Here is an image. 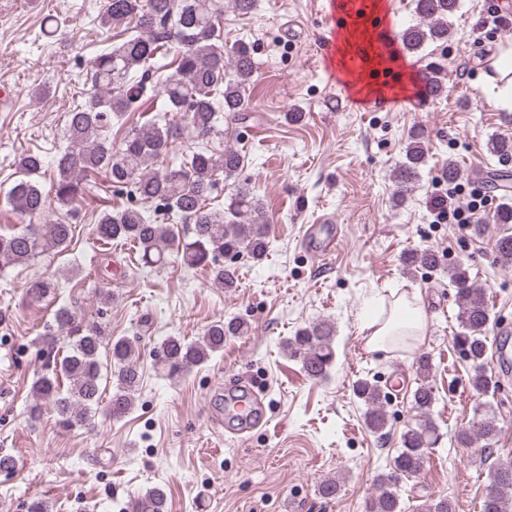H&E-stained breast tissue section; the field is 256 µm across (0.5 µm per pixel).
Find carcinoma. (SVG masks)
<instances>
[{"label":"carcinoma","instance_id":"obj_1","mask_svg":"<svg viewBox=\"0 0 512 512\" xmlns=\"http://www.w3.org/2000/svg\"><path fill=\"white\" fill-rule=\"evenodd\" d=\"M414 5L420 23L402 32L404 49L415 52L428 42L448 40V19L459 9V0H414ZM98 23L103 30L117 33L118 41L96 56L85 76L90 85L85 100L67 115L68 145L49 166L39 154L20 159L19 177L4 200L25 227L0 233V265L27 266L46 252L66 250L74 232L70 217L77 203L93 192L92 178L103 173L128 203L100 210L93 227L98 240L131 244L138 262L146 267L162 268L175 255L188 268H209L217 286L235 287L234 272L224 260L245 256L259 263L268 255L271 238L262 200L240 179L244 155L219 147L228 134L224 122L247 111L245 85L255 68L247 46L227 49L224 0H104ZM173 47L175 59L160 63ZM150 91L164 98L166 113L130 128L118 141L112 139V128L123 124L128 113L138 111ZM180 127L201 145L163 172L152 169L155 160L170 154ZM489 152L512 158V138L492 139ZM426 153L423 131L412 130L404 159L394 173L397 200H403L414 186ZM47 166L53 174L46 189L41 177ZM221 182L230 194L224 208L215 209L212 195ZM52 204L59 215L45 221ZM161 215L192 225L191 239H180L159 222ZM496 253L502 266L512 265V236L497 241ZM405 263L430 272L443 270L440 256L432 249L409 252ZM446 273L456 289L459 308L453 349L469 363L471 390L479 397L492 396L500 382L487 370L490 316L485 290L472 284L462 264L448 266ZM56 288L57 281L38 278L30 283L27 295L33 302H42ZM51 328L67 339L68 350L61 357L52 346L44 352L45 370L32 386L31 417H40L48 406L64 431L88 425L102 395L103 356L113 378L108 415L118 420L129 414L142 377L138 341L112 337L103 323L84 322L65 307L56 310ZM248 329L245 320L234 317L213 322L195 340L170 336L157 347L156 362L171 377L188 373L221 351L226 337L241 336ZM334 339L332 324L312 323L287 338L284 349L310 379L323 381L335 361ZM430 370L429 356L421 355L419 382L412 393L416 422L402 434L401 448L388 471L377 475L366 512H405L400 483L423 470L438 443L439 427L433 419L437 396ZM352 391L366 405L365 426L373 433L383 432L387 426L383 388L373 379L362 378ZM498 433L496 419L485 413L460 431L458 440H481L488 447ZM128 512H167L164 489L155 486L137 495ZM482 512H512L511 461L491 473Z\"/></svg>","mask_w":512,"mask_h":512}]
</instances>
